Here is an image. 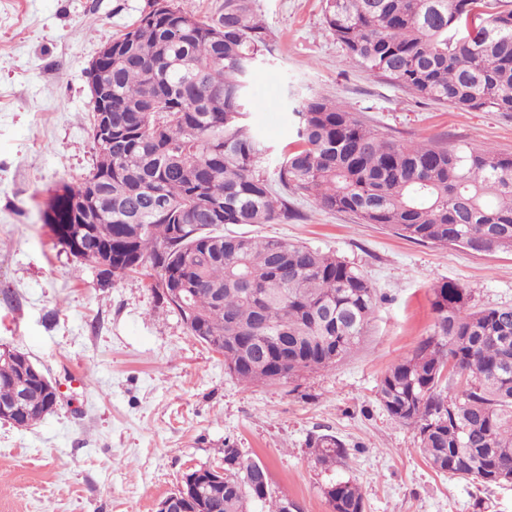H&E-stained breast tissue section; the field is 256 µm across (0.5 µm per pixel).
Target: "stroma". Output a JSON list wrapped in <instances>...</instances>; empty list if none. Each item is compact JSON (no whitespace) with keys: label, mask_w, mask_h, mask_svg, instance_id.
<instances>
[{"label":"stroma","mask_w":512,"mask_h":512,"mask_svg":"<svg viewBox=\"0 0 512 512\" xmlns=\"http://www.w3.org/2000/svg\"><path fill=\"white\" fill-rule=\"evenodd\" d=\"M148 2L0 0V346L27 353L60 390L36 424L0 421V512H156L190 469L223 464L228 442L264 463L277 496L303 512H329L325 487L348 479L365 512H512V485L434 471L417 430L378 398L382 374L429 334L438 284L466 288L476 310L512 305V252L414 243L289 197L288 221L248 233L335 253L378 301L342 361L245 386L162 303L151 268L104 286L58 243L46 202L96 161L87 69ZM255 9L272 39L250 77L248 121L267 145L290 142L293 108L320 96L398 143L512 155V112L439 106L366 71L326 28L323 0H255ZM323 433L343 441L345 464L315 463L309 440Z\"/></svg>","instance_id":"1"}]
</instances>
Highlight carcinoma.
I'll return each instance as SVG.
<instances>
[{
	"label": "carcinoma",
	"instance_id": "carcinoma-1",
	"mask_svg": "<svg viewBox=\"0 0 512 512\" xmlns=\"http://www.w3.org/2000/svg\"><path fill=\"white\" fill-rule=\"evenodd\" d=\"M324 23L367 71L416 96L466 111L512 112V3L508 0H325ZM270 34L254 0H224L200 18L153 0L112 39V161L50 197L45 221L84 261L106 250L112 281L136 262L191 289L190 335L224 354L240 382L286 383L347 357L365 336L376 291L347 261L285 238L224 233L226 225L288 220V193L355 215L416 243L512 251V156L488 147L397 144L347 107L311 96L297 110L296 140L271 147L247 117L249 75ZM433 333L392 364L378 396L419 432L435 471L486 486L512 482V306L473 311L466 289H433ZM29 356L0 351V405L24 392L23 425L48 415L46 384ZM460 398L440 391L443 378ZM329 470L348 453L333 435L309 440ZM330 512H364L361 486L324 490ZM302 512L274 495L267 467L224 446V490L196 495L186 512Z\"/></svg>",
	"mask_w": 512,
	"mask_h": 512
}]
</instances>
